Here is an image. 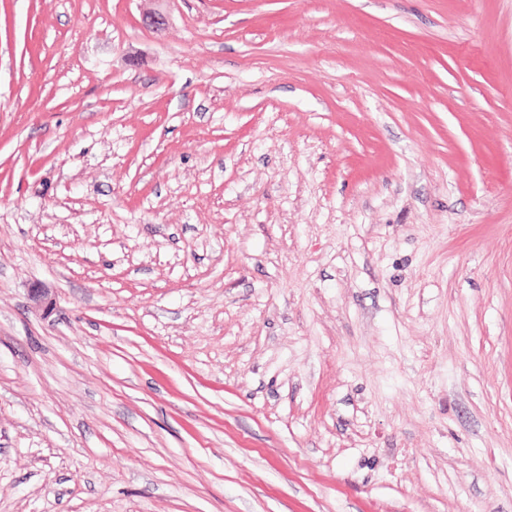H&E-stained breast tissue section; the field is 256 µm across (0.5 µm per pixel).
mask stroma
Instances as JSON below:
<instances>
[{"instance_id": "obj_1", "label": "stroma", "mask_w": 512, "mask_h": 512, "mask_svg": "<svg viewBox=\"0 0 512 512\" xmlns=\"http://www.w3.org/2000/svg\"><path fill=\"white\" fill-rule=\"evenodd\" d=\"M0 512H512V0H0Z\"/></svg>"}]
</instances>
